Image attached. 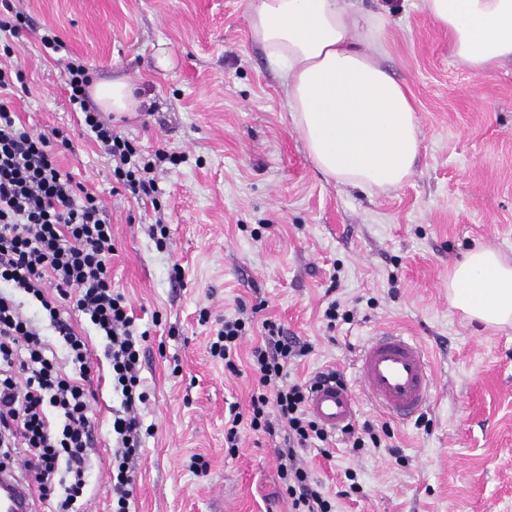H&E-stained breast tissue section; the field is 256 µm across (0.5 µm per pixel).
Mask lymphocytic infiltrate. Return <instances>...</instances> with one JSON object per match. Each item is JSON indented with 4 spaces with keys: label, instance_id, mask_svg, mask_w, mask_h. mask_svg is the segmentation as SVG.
<instances>
[{
    "label": "lymphocytic infiltrate",
    "instance_id": "f902f5d3",
    "mask_svg": "<svg viewBox=\"0 0 512 512\" xmlns=\"http://www.w3.org/2000/svg\"><path fill=\"white\" fill-rule=\"evenodd\" d=\"M64 68L69 103L112 157L116 183L134 198L152 197V172L166 152L144 159L90 102L86 65L69 60ZM13 84L11 71L0 68V431L34 474L29 496L49 504V512H85L93 352L71 323L73 316L83 317L105 342L112 390L120 398L111 423L112 512H129L144 434L141 410L148 401L140 378L147 334L138 331L125 296L112 286V224L104 206L58 165L57 149L69 147L68 136L58 127L38 132L19 122L9 95ZM27 304L39 320L24 313ZM250 326L244 317L225 318L210 342L211 356L229 371L237 369L239 341ZM263 328V342L251 354L255 386L248 410L229 418L225 441L236 448L244 421L271 436L286 428V446L277 458L291 512H334L297 457L313 444L332 443L333 433L308 413L307 401L316 385L340 384L344 377L332 369L286 383L290 366L309 346L275 321H264ZM59 347L64 357H57Z\"/></svg>",
    "mask_w": 512,
    "mask_h": 512
}]
</instances>
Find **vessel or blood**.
<instances>
[{"instance_id": "b4317fda", "label": "vessel or blood", "mask_w": 512, "mask_h": 512, "mask_svg": "<svg viewBox=\"0 0 512 512\" xmlns=\"http://www.w3.org/2000/svg\"><path fill=\"white\" fill-rule=\"evenodd\" d=\"M360 389L384 416L407 421L419 415L432 396V371L422 346L394 330L371 337L356 359ZM355 390L325 383L313 389L307 409L325 428L339 431L354 420Z\"/></svg>"}]
</instances>
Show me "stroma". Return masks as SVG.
I'll list each match as a JSON object with an SVG mask.
<instances>
[{
    "mask_svg": "<svg viewBox=\"0 0 512 512\" xmlns=\"http://www.w3.org/2000/svg\"><path fill=\"white\" fill-rule=\"evenodd\" d=\"M26 25L0 66L21 71L20 119L63 128L57 161L95 192L112 223V284L148 331L140 376L149 396L130 512H289L275 436L241 427L224 445L231 410H245L254 377L245 337L238 372L208 341L245 310L311 345L289 370L327 367L358 388L355 360L377 331L395 328L425 349L436 389L421 420L401 423L361 401L357 421L386 427L383 447L337 441L302 462L336 512H512V326L467 322L448 302V272L484 245L512 262V62L477 74L453 56L420 0H361L389 9L380 63L408 85L421 154L408 181L368 194L317 171L293 131L278 73L250 39L246 0H12ZM53 31L93 77H127L142 100L114 126L139 151L181 156L156 173L157 210L112 189V160L68 102L65 70L42 52ZM164 47L168 69L153 53ZM167 224L166 249L150 236ZM181 265L182 282L172 278ZM350 322L328 327L331 302ZM94 449L87 512H110L112 393L103 343L88 333ZM208 462L191 469L193 456Z\"/></svg>",
    "mask_w": 512,
    "mask_h": 512,
    "instance_id": "35a3bbf8",
    "label": "stroma"
}]
</instances>
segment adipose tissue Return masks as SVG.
Returning a JSON list of instances; mask_svg holds the SVG:
<instances>
[{
	"label": "adipose tissue",
	"instance_id": "obj_1",
	"mask_svg": "<svg viewBox=\"0 0 512 512\" xmlns=\"http://www.w3.org/2000/svg\"><path fill=\"white\" fill-rule=\"evenodd\" d=\"M447 32L453 55L474 72L512 61V0H422ZM252 42L282 80L292 126L316 170L375 194L397 189L420 154L419 119L407 86L380 64L389 10H348L340 0H247ZM105 112L137 111L129 80L91 82ZM448 298L467 318L512 325V263L477 247L457 261Z\"/></svg>",
	"mask_w": 512,
	"mask_h": 512
}]
</instances>
